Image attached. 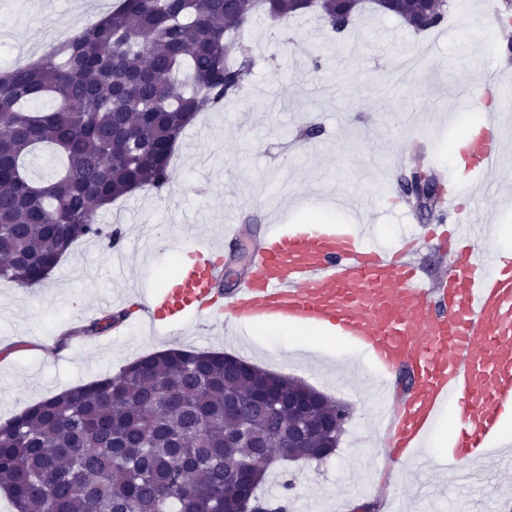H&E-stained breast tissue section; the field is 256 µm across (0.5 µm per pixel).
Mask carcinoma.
<instances>
[{
	"label": "carcinoma",
	"instance_id": "1",
	"mask_svg": "<svg viewBox=\"0 0 512 512\" xmlns=\"http://www.w3.org/2000/svg\"><path fill=\"white\" fill-rule=\"evenodd\" d=\"M364 9L353 0H119L37 62L0 71V280L43 284L82 239L119 241L97 217L136 189L170 182L174 146L202 112L239 95L251 71L244 32L253 18L317 14L328 33ZM375 10L419 34L448 21V0H383ZM50 98L55 106L33 104ZM46 147L66 164L37 183L25 159ZM129 311L81 329L104 333ZM305 391L328 424L296 443L321 460L345 413L305 383L235 356L171 348L118 375L52 395L0 423V490L15 512H287L258 494L261 463L288 420L259 397ZM250 447L239 448V426ZM237 470L242 480L228 482Z\"/></svg>",
	"mask_w": 512,
	"mask_h": 512
}]
</instances>
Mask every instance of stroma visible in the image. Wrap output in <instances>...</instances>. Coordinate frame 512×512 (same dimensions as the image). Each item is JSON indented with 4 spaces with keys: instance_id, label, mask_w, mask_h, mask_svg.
I'll return each instance as SVG.
<instances>
[{
    "instance_id": "35a3bbf8",
    "label": "stroma",
    "mask_w": 512,
    "mask_h": 512,
    "mask_svg": "<svg viewBox=\"0 0 512 512\" xmlns=\"http://www.w3.org/2000/svg\"><path fill=\"white\" fill-rule=\"evenodd\" d=\"M114 0H0V71L14 55L31 56L36 27L72 34L94 23ZM506 0H448V22L423 34L399 19L365 10L345 38L336 40L316 16L253 20L245 33L253 68L244 91L223 111L206 112L187 127L170 165L165 193L145 189L120 198L101 212L104 224H119L130 247L106 248L78 241L43 286L22 288L0 280V422L54 394L114 375L126 365L159 351L224 352L276 374L295 378L344 402L351 418L336 451L322 462L277 463L263 486L267 497L287 495L289 512H387L399 501L403 512H480L485 494L496 495L500 512H512V472L500 473L468 501L457 493L412 501L423 470L440 487L448 480L437 469V450L409 461L397 483L388 474L395 459L381 447L371 411L376 399L350 376L335 375L341 360L358 374L372 365L343 341L313 342L307 352L287 348V336L267 333L239 342L218 320L202 321L198 332L176 336L138 328L147 289L160 287L175 272L180 249L223 245L224 225L243 224L241 244L253 246L273 216L259 199L292 207L311 188L341 194L348 208L372 204L379 243L397 246L403 234L424 228L412 259L431 283L449 276L448 251L439 238L453 221L503 223L500 208L474 210L463 204L456 219L427 217L400 202L396 174L386 152L411 144L407 169L417 154H434L433 171L447 179L455 147L470 127L494 115L512 130V95L492 108L458 106L453 89L461 79L476 92L488 88L482 71L512 82L504 47L512 29L493 32ZM321 69H314V60ZM225 253L232 246L223 245ZM130 310L132 326L97 336L81 334L88 319ZM297 476L284 490L285 475Z\"/></svg>"
}]
</instances>
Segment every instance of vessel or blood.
<instances>
[{"label":"vessel or blood","instance_id":"vessel-or-blood-1","mask_svg":"<svg viewBox=\"0 0 512 512\" xmlns=\"http://www.w3.org/2000/svg\"><path fill=\"white\" fill-rule=\"evenodd\" d=\"M512 135L487 119L463 151L454 179L471 204L484 199L470 179L496 170ZM373 215L348 222L268 225L249 270L230 293L222 251L187 254L176 284L150 300L151 329L189 316L226 313L235 335L262 324L324 326L376 358L370 387L390 395L375 422L384 447L419 451L438 419L451 414L448 468L512 466V442L501 440L503 411L512 408V258L478 247L487 228L454 225L447 284L422 280L410 249L371 243Z\"/></svg>","mask_w":512,"mask_h":512}]
</instances>
